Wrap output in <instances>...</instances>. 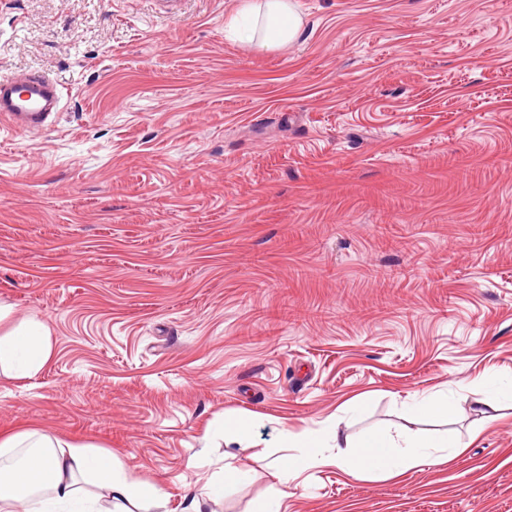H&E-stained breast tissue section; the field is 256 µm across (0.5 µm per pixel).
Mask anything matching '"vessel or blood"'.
I'll return each instance as SVG.
<instances>
[{
  "instance_id": "vessel-or-blood-1",
  "label": "vessel or blood",
  "mask_w": 512,
  "mask_h": 512,
  "mask_svg": "<svg viewBox=\"0 0 512 512\" xmlns=\"http://www.w3.org/2000/svg\"><path fill=\"white\" fill-rule=\"evenodd\" d=\"M62 93L49 75L0 79V125L31 131L48 127L61 108Z\"/></svg>"
}]
</instances>
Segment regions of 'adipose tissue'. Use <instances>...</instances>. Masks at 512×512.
Masks as SVG:
<instances>
[{
    "instance_id": "adipose-tissue-1",
    "label": "adipose tissue",
    "mask_w": 512,
    "mask_h": 512,
    "mask_svg": "<svg viewBox=\"0 0 512 512\" xmlns=\"http://www.w3.org/2000/svg\"><path fill=\"white\" fill-rule=\"evenodd\" d=\"M260 11L264 47L283 48L296 41L302 20L293 0H263ZM51 357L49 334L39 321L0 332L1 374L34 375ZM279 441L286 449L276 463L283 499L292 480L318 465L333 464L357 478L399 475L429 462H447V449L458 445L448 435L423 438L369 430L355 437L336 426L298 435L284 430ZM243 473L235 462H227L219 476L188 494L186 512H203L207 503L223 499L226 487ZM84 482L99 487L101 496H86L80 488ZM164 496L161 485L130 478L112 453L77 447L36 428L0 436V512H14L19 503L26 512H130L133 503L156 504Z\"/></svg>"
}]
</instances>
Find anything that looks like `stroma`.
I'll list each match as a JSON object with an SVG mask.
<instances>
[{"instance_id": "stroma-1", "label": "stroma", "mask_w": 512, "mask_h": 512, "mask_svg": "<svg viewBox=\"0 0 512 512\" xmlns=\"http://www.w3.org/2000/svg\"><path fill=\"white\" fill-rule=\"evenodd\" d=\"M240 0H0V77L62 87L0 129V302L52 358L0 374V434L112 451L161 507L247 477L276 495L281 429L449 434L452 464H333L284 512H512V0H297L282 49ZM451 420L412 417L418 395ZM253 438L230 441L229 417ZM410 410L417 414H426L435 418L448 419L453 412V404L444 398H423L422 400L414 402L410 406ZM234 458L224 465L219 476L208 480L200 491H189L190 493L185 496V499L189 501L186 512H204L207 502L224 498L226 487L236 483L246 472L234 462Z\"/></svg>"}]
</instances>
